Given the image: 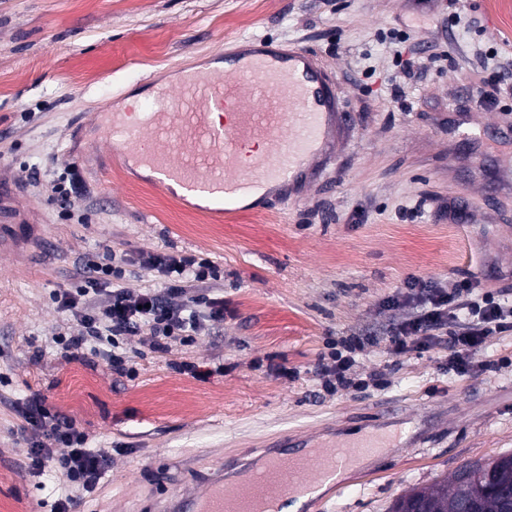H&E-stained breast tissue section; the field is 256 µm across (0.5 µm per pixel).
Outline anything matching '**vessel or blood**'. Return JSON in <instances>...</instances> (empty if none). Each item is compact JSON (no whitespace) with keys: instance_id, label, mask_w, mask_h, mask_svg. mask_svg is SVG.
<instances>
[{"instance_id":"vessel-or-blood-1","label":"vessel or blood","mask_w":512,"mask_h":512,"mask_svg":"<svg viewBox=\"0 0 512 512\" xmlns=\"http://www.w3.org/2000/svg\"><path fill=\"white\" fill-rule=\"evenodd\" d=\"M224 122H209L213 112ZM340 113L336 90L316 55L296 46L256 45L228 51L206 78L159 88L150 112L143 115L159 147L139 148L141 128L111 125L113 152L144 165L159 181L175 180L189 194L211 198L220 206L244 194H263L265 186L296 184L303 163L326 153ZM28 227L9 183L0 181V250L22 243ZM331 456L305 452L271 459L239 490L223 480L201 495H174L156 502L155 512H260L271 495L303 497L308 481L323 477Z\"/></svg>"}]
</instances>
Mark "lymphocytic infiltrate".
I'll use <instances>...</instances> for the list:
<instances>
[{"mask_svg":"<svg viewBox=\"0 0 512 512\" xmlns=\"http://www.w3.org/2000/svg\"><path fill=\"white\" fill-rule=\"evenodd\" d=\"M143 267L156 271L164 285L162 292H148L130 298L120 282L124 270L113 262L86 261L79 267L70 287L59 289L55 300L79 328L77 336L62 339L63 350L81 348L90 342L109 341L107 353L113 366L131 364L120 351L123 337L149 331L157 349L178 336L192 337L204 332L209 322L223 319L224 299L191 296L174 304L186 279L205 281L213 273L208 259L194 255L155 253L142 256ZM414 302L418 310L394 324L389 335L393 354L423 352L438 343L440 330L448 332L447 369L457 375L474 372L473 350L495 336L512 332V302L491 292L476 293L475 283L466 278L451 288L435 287L423 277H411L387 298L386 308L397 309ZM20 432L31 434L26 450L29 469L35 474L51 471L70 488L55 503V512H76L82 496L94 492L112 463L107 448H92L88 437L74 423L36 403L23 416Z\"/></svg>","mask_w":512,"mask_h":512,"instance_id":"obj_1","label":"lymphocytic infiltrate"}]
</instances>
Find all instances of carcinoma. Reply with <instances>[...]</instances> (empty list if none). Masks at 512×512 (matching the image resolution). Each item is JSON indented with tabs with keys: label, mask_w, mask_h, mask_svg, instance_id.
Listing matches in <instances>:
<instances>
[{
	"label": "carcinoma",
	"mask_w": 512,
	"mask_h": 512,
	"mask_svg": "<svg viewBox=\"0 0 512 512\" xmlns=\"http://www.w3.org/2000/svg\"><path fill=\"white\" fill-rule=\"evenodd\" d=\"M464 469L474 470V477L469 481L462 482L455 476L449 484L414 489L400 497L391 512H407L404 506L411 500L425 501L430 512H459L463 502L474 504V512H512V454L499 456L490 471L480 469L478 461Z\"/></svg>",
	"instance_id": "cac0c4a2"
}]
</instances>
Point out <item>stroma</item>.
Masks as SVG:
<instances>
[{"mask_svg": "<svg viewBox=\"0 0 512 512\" xmlns=\"http://www.w3.org/2000/svg\"><path fill=\"white\" fill-rule=\"evenodd\" d=\"M7 0L0 6V177L20 183L37 243L0 252V512H53L59 479L34 476L18 432L33 394L112 465L81 512H137L283 433L414 424L401 447L305 512H389L413 489L512 453V334L477 349L473 376L445 372L447 344L395 355L385 308L414 275L469 277L512 295V0ZM270 39L316 52L347 124L301 199L221 213L114 159L106 113L143 112L152 88L208 65L225 45ZM414 57L411 72L395 55ZM496 93L488 103L487 93ZM73 172V207L52 186ZM193 254L217 276L187 294L223 296V320L154 349L108 343L63 354L78 329L53 300L85 257ZM364 337L355 373L380 388H324L329 341ZM206 363L198 380L182 363ZM295 375L284 374V367Z\"/></svg>", "mask_w": 512, "mask_h": 512, "instance_id": "1", "label": "stroma"}]
</instances>
